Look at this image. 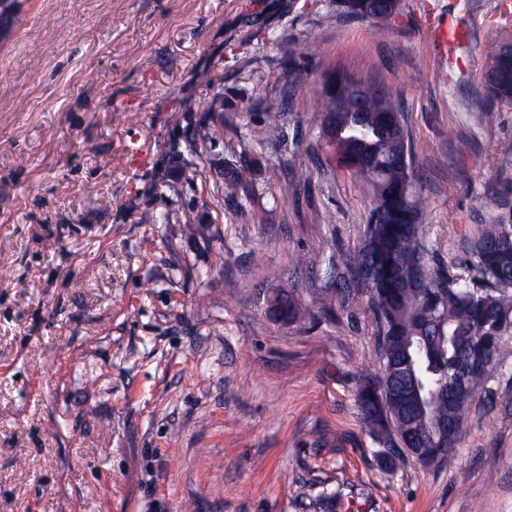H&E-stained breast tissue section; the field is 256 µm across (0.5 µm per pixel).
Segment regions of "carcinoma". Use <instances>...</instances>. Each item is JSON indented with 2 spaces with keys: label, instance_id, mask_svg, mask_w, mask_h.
I'll return each mask as SVG.
<instances>
[{
  "label": "carcinoma",
  "instance_id": "cac0c4a2",
  "mask_svg": "<svg viewBox=\"0 0 512 512\" xmlns=\"http://www.w3.org/2000/svg\"><path fill=\"white\" fill-rule=\"evenodd\" d=\"M375 0H353L350 14L386 23L394 14ZM490 59L488 90L512 102V44L496 43ZM316 110L336 124V142L328 155L350 171L372 197L365 239L341 255L336 271L372 270L366 289L377 325L383 365L395 376L412 378L418 395L382 388L381 378H366L356 393L359 414L376 440L386 447L382 462L392 466L408 454L402 444L424 433V452L435 463L452 455L460 442L468 409L484 389L493 365L512 356L505 336L512 334V224H483L473 241L479 281L461 275H439L429 265L413 279L414 261L425 258L420 201L415 179L400 158L407 144L402 112L388 89H374L366 111H330L323 96ZM224 138V120L196 126L194 140L205 148ZM281 138L271 124L254 135L259 144ZM268 315L293 323L305 312L282 289Z\"/></svg>",
  "mask_w": 512,
  "mask_h": 512
}]
</instances>
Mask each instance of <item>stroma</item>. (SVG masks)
Listing matches in <instances>:
<instances>
[{"label":"stroma","mask_w":512,"mask_h":512,"mask_svg":"<svg viewBox=\"0 0 512 512\" xmlns=\"http://www.w3.org/2000/svg\"><path fill=\"white\" fill-rule=\"evenodd\" d=\"M502 40L512 0H402L384 25L340 0H22L0 44V512H512V359L453 456L389 468L355 398L381 372L369 299L317 303L371 208L320 148L325 78L397 91L427 261L463 275L478 225L512 224V104L483 82ZM214 100L224 140L199 150ZM231 172L245 190L216 202ZM275 289L309 318L272 320Z\"/></svg>","instance_id":"1"}]
</instances>
